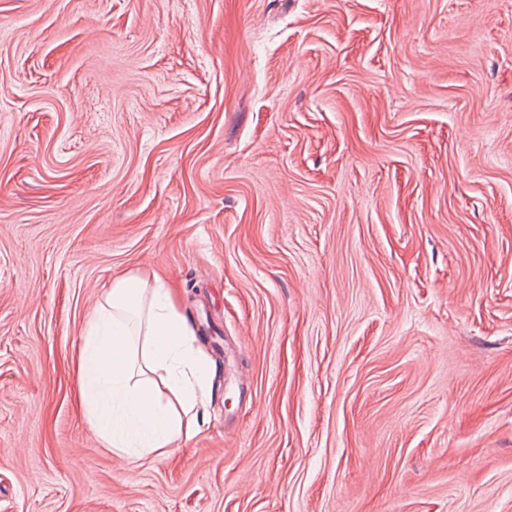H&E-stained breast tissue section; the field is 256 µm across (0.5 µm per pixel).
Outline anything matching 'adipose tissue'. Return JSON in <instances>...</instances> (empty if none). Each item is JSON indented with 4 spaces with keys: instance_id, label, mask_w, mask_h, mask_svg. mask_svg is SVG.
<instances>
[{
    "instance_id": "1",
    "label": "adipose tissue",
    "mask_w": 512,
    "mask_h": 512,
    "mask_svg": "<svg viewBox=\"0 0 512 512\" xmlns=\"http://www.w3.org/2000/svg\"><path fill=\"white\" fill-rule=\"evenodd\" d=\"M77 406L102 447L136 461L189 440L212 362L163 275L128 272L103 289L74 359Z\"/></svg>"
}]
</instances>
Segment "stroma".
I'll return each mask as SVG.
<instances>
[{
  "label": "stroma",
  "instance_id": "35a3bbf8",
  "mask_svg": "<svg viewBox=\"0 0 512 512\" xmlns=\"http://www.w3.org/2000/svg\"><path fill=\"white\" fill-rule=\"evenodd\" d=\"M153 270L215 374L131 463ZM0 512H512V0H0ZM77 406L103 448L135 462L194 434L212 362L179 311L177 289L152 271L112 278L88 315L74 359Z\"/></svg>",
  "mask_w": 512,
  "mask_h": 512
}]
</instances>
